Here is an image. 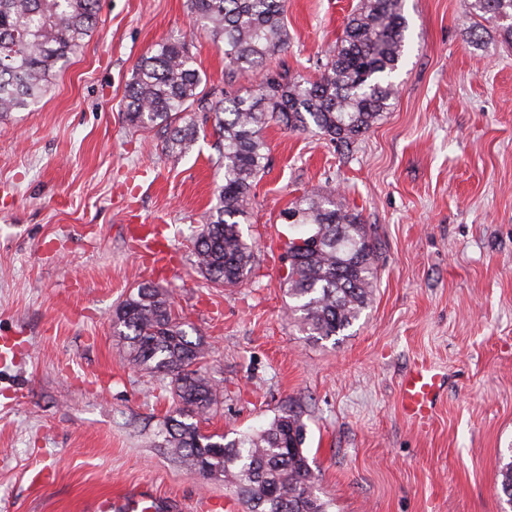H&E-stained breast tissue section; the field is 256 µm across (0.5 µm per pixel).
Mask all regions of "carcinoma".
<instances>
[{
	"label": "carcinoma",
	"instance_id": "1",
	"mask_svg": "<svg viewBox=\"0 0 512 512\" xmlns=\"http://www.w3.org/2000/svg\"><path fill=\"white\" fill-rule=\"evenodd\" d=\"M465 15L495 25L512 40V0H466ZM287 0H188L193 27L224 48L229 78L257 68L288 47ZM99 0H0V115L25 110L46 93L94 29ZM409 28L404 0H360L311 80L266 69L249 93L226 88L211 100L184 43L156 45L135 65L124 95L131 126L155 130L165 150L185 154L198 129L190 113H206L224 142V181L198 233L195 263L211 282L231 288L250 273L253 249L238 229L268 165L263 130L271 122L291 131L322 134L340 147L353 144L390 107L392 74L404 56ZM305 231L288 242V297L292 318L309 336L329 338L347 329L371 301L374 248L357 214L332 192L306 194L282 213ZM114 335L129 360L171 379L179 407L162 448L203 477L232 475L245 512H329L303 452L304 425L288 413L257 434L234 439L200 432L220 390L199 366L201 340H191L168 295L143 284L112 315ZM500 493L512 506V461L500 470Z\"/></svg>",
	"mask_w": 512,
	"mask_h": 512
}]
</instances>
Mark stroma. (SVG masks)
Returning a JSON list of instances; mask_svg holds the SVG:
<instances>
[{
	"mask_svg": "<svg viewBox=\"0 0 512 512\" xmlns=\"http://www.w3.org/2000/svg\"><path fill=\"white\" fill-rule=\"evenodd\" d=\"M358 0H288V47L270 61L317 78ZM410 38L388 112L350 148L277 124L269 167L239 229L255 247L238 287L206 280L193 242L221 184L223 144L202 113L183 156L120 109L137 61L186 41L207 92L224 54L191 29L187 0H100L80 50L31 109L0 118V512H84L131 487L196 512L233 502L223 478L167 456L169 378L125 358L112 314L139 285L166 291L220 398L205 434L249 433L290 410L331 512H512V46L464 0H405ZM332 189L376 243L372 301L348 329L307 336L288 315L282 213ZM158 225L175 251L143 264L124 217ZM425 362L446 383L429 426L402 414L399 381ZM47 467L51 483L31 481Z\"/></svg>",
	"mask_w": 512,
	"mask_h": 512,
	"instance_id": "obj_1",
	"label": "stroma"
}]
</instances>
